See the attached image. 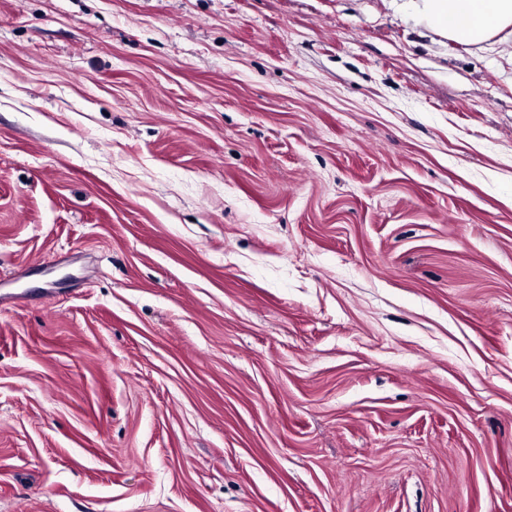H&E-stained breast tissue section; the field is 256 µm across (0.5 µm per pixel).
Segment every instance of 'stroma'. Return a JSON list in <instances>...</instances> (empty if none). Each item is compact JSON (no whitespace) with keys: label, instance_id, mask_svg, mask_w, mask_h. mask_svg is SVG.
I'll list each match as a JSON object with an SVG mask.
<instances>
[{"label":"stroma","instance_id":"stroma-1","mask_svg":"<svg viewBox=\"0 0 512 512\" xmlns=\"http://www.w3.org/2000/svg\"><path fill=\"white\" fill-rule=\"evenodd\" d=\"M0 512H512V35L0 0Z\"/></svg>","mask_w":512,"mask_h":512}]
</instances>
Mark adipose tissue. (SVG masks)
<instances>
[{
  "instance_id": "adipose-tissue-1",
  "label": "adipose tissue",
  "mask_w": 512,
  "mask_h": 512,
  "mask_svg": "<svg viewBox=\"0 0 512 512\" xmlns=\"http://www.w3.org/2000/svg\"><path fill=\"white\" fill-rule=\"evenodd\" d=\"M405 17L463 44H480L512 27V0H391Z\"/></svg>"
}]
</instances>
